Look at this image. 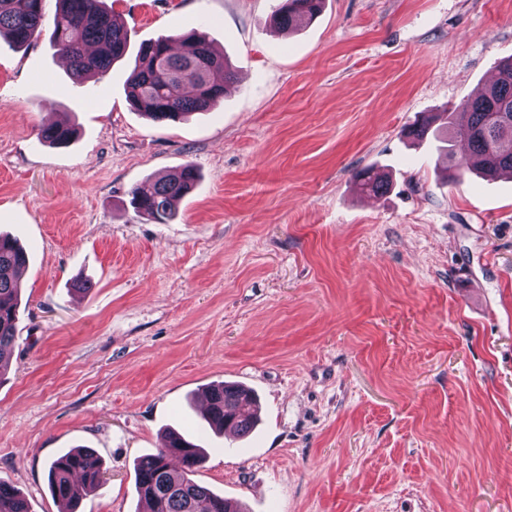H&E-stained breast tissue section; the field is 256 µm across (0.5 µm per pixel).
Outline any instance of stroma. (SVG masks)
Returning a JSON list of instances; mask_svg holds the SVG:
<instances>
[{"instance_id":"35a3bbf8","label":"stroma","mask_w":512,"mask_h":512,"mask_svg":"<svg viewBox=\"0 0 512 512\" xmlns=\"http://www.w3.org/2000/svg\"><path fill=\"white\" fill-rule=\"evenodd\" d=\"M276 3L106 0L127 53L80 85L47 35L0 40V232L28 252L0 481L31 512H62L48 466L79 447L104 471L79 512H136L169 428L247 512H512V177L444 183L437 130L402 135L493 82L512 0H325L290 34ZM194 29L235 70L223 102L131 109L140 44ZM56 121L70 145L40 143ZM188 163L172 223L133 209ZM222 381L258 397L245 438L202 419Z\"/></svg>"}]
</instances>
